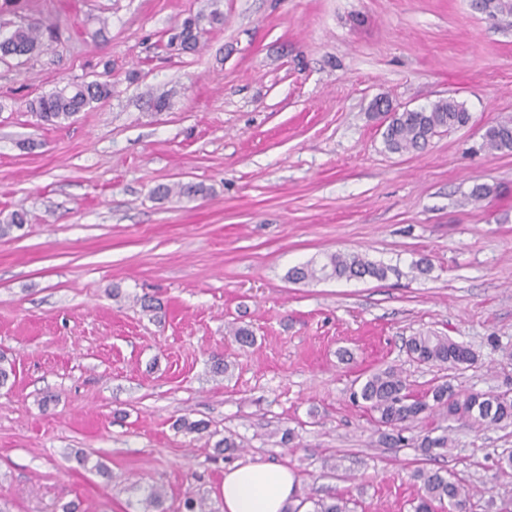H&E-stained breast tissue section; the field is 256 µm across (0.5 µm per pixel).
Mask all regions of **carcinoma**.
I'll return each instance as SVG.
<instances>
[{"instance_id": "1", "label": "carcinoma", "mask_w": 512, "mask_h": 512, "mask_svg": "<svg viewBox=\"0 0 512 512\" xmlns=\"http://www.w3.org/2000/svg\"><path fill=\"white\" fill-rule=\"evenodd\" d=\"M472 8L488 20L512 16V0H472ZM211 10L188 14L175 28L168 41L182 51H193L200 35L207 29L224 24L221 0H210ZM54 30L43 29L24 22L0 21V58L31 56L50 49L49 39ZM119 78L72 83L49 94L42 95L29 104L30 111L43 123L61 125L71 122L78 113L110 99L115 94ZM471 114L464 103L453 97L440 99L429 107L403 110L394 113L383 132L385 148L398 154L422 149L433 137L467 126ZM481 149L488 152H512V120L505 119L488 126L482 135ZM204 192L197 184H160L154 194L160 198L169 196L193 199ZM27 221L22 209L15 210L0 222V236L21 228ZM395 268L372 262L358 253H331L320 265L307 263L288 271L293 282L322 281L329 279L352 280L366 277L384 280ZM229 335L242 347L255 344L253 331L246 326L229 327ZM407 355L413 360L440 370L463 369L475 363V353L448 336L435 333H417L405 340ZM355 400L362 402L370 412L377 414L375 422L382 428V438L397 445L405 441L402 431L406 425L428 413L443 421H465L480 427H512V395L504 392H464L444 378L428 392L418 395L410 390L407 376L395 366L379 368L365 378L355 380ZM450 447L448 428L441 434L427 433L418 444L423 454L433 456L436 449ZM412 479L420 483L422 493L412 502L413 512H436L448 507V512H464L471 494L466 485L455 475L440 470L418 467ZM140 512H166V494L157 486L141 489ZM311 504L309 512H352L350 501L338 496L315 498L306 496L298 505L289 506L287 512H299L305 504Z\"/></svg>"}]
</instances>
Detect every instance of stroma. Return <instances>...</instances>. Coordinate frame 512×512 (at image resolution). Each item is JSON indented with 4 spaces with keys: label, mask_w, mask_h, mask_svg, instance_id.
<instances>
[{
    "label": "stroma",
    "mask_w": 512,
    "mask_h": 512,
    "mask_svg": "<svg viewBox=\"0 0 512 512\" xmlns=\"http://www.w3.org/2000/svg\"><path fill=\"white\" fill-rule=\"evenodd\" d=\"M208 3L21 0L0 13L59 30L53 50L0 60V219L28 218L0 237V355L15 367L0 388V502L132 512L137 483L163 488L168 512L199 497L224 512L225 469L261 459L353 512H412L424 464L475 488L470 512H501L512 428L449 422L451 447L428 462L415 441L436 419L395 447L352 392L387 364L426 392L439 373L403 341L433 332L477 356L456 386L512 393V153L480 148L512 118V16L486 20L470 0H222L223 25L170 49L171 29ZM108 71L115 94L69 124L27 108ZM167 92L170 110L154 111L149 94ZM379 97H453L471 121L392 154ZM178 181L205 193L153 196ZM478 184L493 193L474 204ZM335 252L393 272L288 280ZM233 323L253 347L226 335ZM182 418L234 434L240 451L218 455Z\"/></svg>",
    "instance_id": "stroma-1"
}]
</instances>
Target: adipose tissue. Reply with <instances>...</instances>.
<instances>
[{"instance_id": "ef3b65f1", "label": "adipose tissue", "mask_w": 512, "mask_h": 512, "mask_svg": "<svg viewBox=\"0 0 512 512\" xmlns=\"http://www.w3.org/2000/svg\"><path fill=\"white\" fill-rule=\"evenodd\" d=\"M298 480L288 466L250 460L229 467L221 487L224 512H285Z\"/></svg>"}]
</instances>
